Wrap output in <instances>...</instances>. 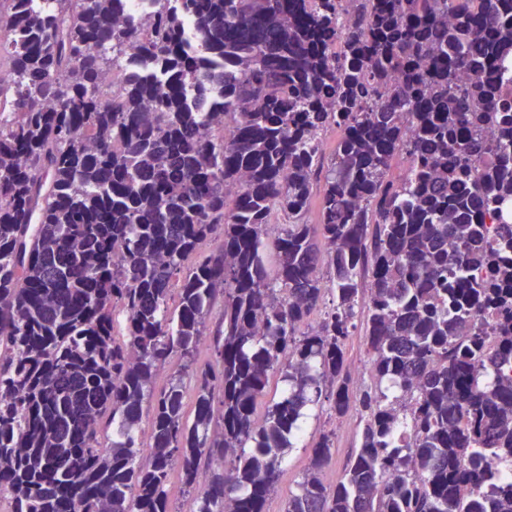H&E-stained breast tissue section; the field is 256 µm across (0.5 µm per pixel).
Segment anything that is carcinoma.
Segmentation results:
<instances>
[{"label":"carcinoma","instance_id":"carcinoma-1","mask_svg":"<svg viewBox=\"0 0 512 512\" xmlns=\"http://www.w3.org/2000/svg\"><path fill=\"white\" fill-rule=\"evenodd\" d=\"M45 2L0 0V512H265L325 401L284 512H512V0ZM124 7L118 11L121 19H152L156 13L155 0H124ZM347 362L349 364L350 370L352 371V378L355 382H360L356 376L357 366L364 365L367 363V355L365 352L364 346V336H360L359 333L356 336H351L347 343ZM356 414L343 421H336L330 418L327 404H324L322 410L318 408L308 412L303 420L302 428L305 432L306 440L311 434H318L320 431H336L335 449L333 459L330 465L324 471V480L328 485L336 484L341 475L345 460L348 458L352 448L355 447V426Z\"/></svg>","mask_w":512,"mask_h":512}]
</instances>
